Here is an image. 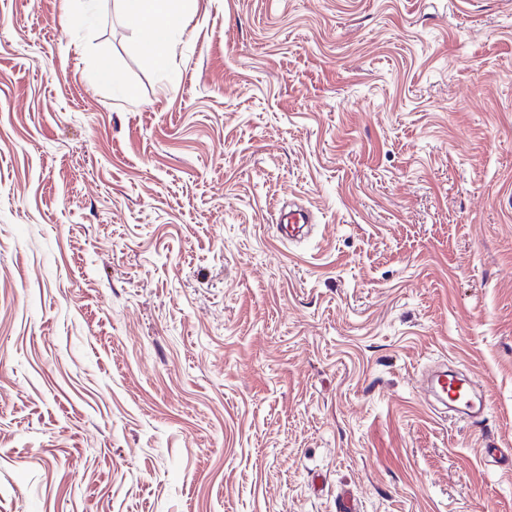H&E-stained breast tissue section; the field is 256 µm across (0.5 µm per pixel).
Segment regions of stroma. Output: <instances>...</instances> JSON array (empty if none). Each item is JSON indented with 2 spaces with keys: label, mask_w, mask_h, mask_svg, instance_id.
Returning <instances> with one entry per match:
<instances>
[{
  "label": "stroma",
  "mask_w": 512,
  "mask_h": 512,
  "mask_svg": "<svg viewBox=\"0 0 512 512\" xmlns=\"http://www.w3.org/2000/svg\"><path fill=\"white\" fill-rule=\"evenodd\" d=\"M184 8L0 0V512H512V0ZM126 17L133 21L142 49L160 71L170 52V34L179 27L184 0H117ZM431 388L447 404L448 410H452L459 418L467 419L468 422L480 420L488 407L486 399L473 391L471 384L463 378L448 377L446 372L434 374L429 380ZM467 385V387H465ZM466 389L467 397L462 404L459 400L454 401V396L460 395Z\"/></svg>",
  "instance_id": "stroma-1"
}]
</instances>
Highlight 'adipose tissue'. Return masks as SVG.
Listing matches in <instances>:
<instances>
[{"label": "adipose tissue", "mask_w": 512, "mask_h": 512, "mask_svg": "<svg viewBox=\"0 0 512 512\" xmlns=\"http://www.w3.org/2000/svg\"><path fill=\"white\" fill-rule=\"evenodd\" d=\"M183 0H119L133 22L142 49L156 69H164L170 52V34L179 27Z\"/></svg>", "instance_id": "1"}]
</instances>
